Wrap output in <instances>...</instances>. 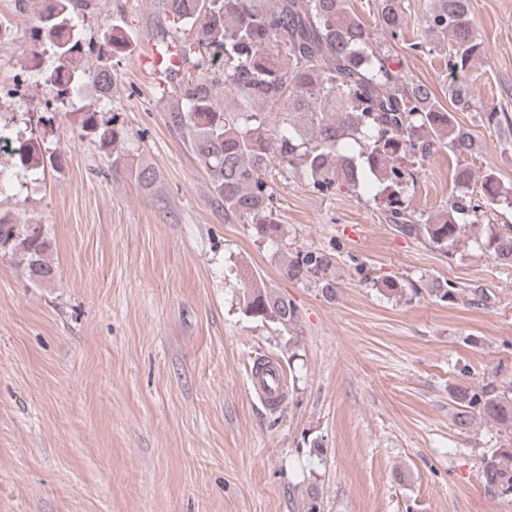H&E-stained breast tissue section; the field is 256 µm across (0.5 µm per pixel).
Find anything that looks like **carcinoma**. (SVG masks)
Segmentation results:
<instances>
[{"label": "carcinoma", "instance_id": "1", "mask_svg": "<svg viewBox=\"0 0 512 512\" xmlns=\"http://www.w3.org/2000/svg\"><path fill=\"white\" fill-rule=\"evenodd\" d=\"M165 18L175 32L160 28L156 45L163 56L165 82L175 92L168 110L177 131L207 171L213 198L224 209V220L250 225L259 239L283 242L276 216V195L266 172L275 163L281 172L306 175L310 191L332 197L356 191L374 180L390 190L385 215L395 230L424 241L444 253L467 235L472 217L482 209L512 211V191L487 173L479 198L452 192L441 215L422 218L409 209L405 191L414 184L412 157H426L439 147L461 156L473 152L471 137L443 108L429 86L409 83L390 60L368 45L366 28L347 0H161ZM85 0H48L27 65H41V51H50L58 65L45 71L44 83L59 100L90 81L103 99L117 92L115 65L130 53L134 38L121 11L102 33L103 48L95 62L86 59L77 33ZM379 21L396 37L404 22L401 0H382ZM423 25L448 44L449 75L463 73L480 55L473 32L470 0H433ZM229 93L219 102L222 87ZM454 105L471 106L473 94L464 81L452 79ZM83 131L112 156V167L124 168L144 184L154 170L129 164L121 150L120 128L99 121L91 107L80 113ZM8 156L12 165L37 171L63 167V154L34 137H16ZM481 247L502 265H512V224L489 232ZM50 243L41 224H18L0 215V254L17 255L28 276L41 283L54 280L47 258ZM332 254L298 251L287 259L281 275L312 283L323 298L336 296ZM253 318L283 326L297 319L287 299L264 289L247 297ZM460 407L454 424L469 430L475 417L512 431V381L495 379L461 385L452 392ZM479 478L497 498L512 499V444L483 456Z\"/></svg>", "mask_w": 512, "mask_h": 512}]
</instances>
